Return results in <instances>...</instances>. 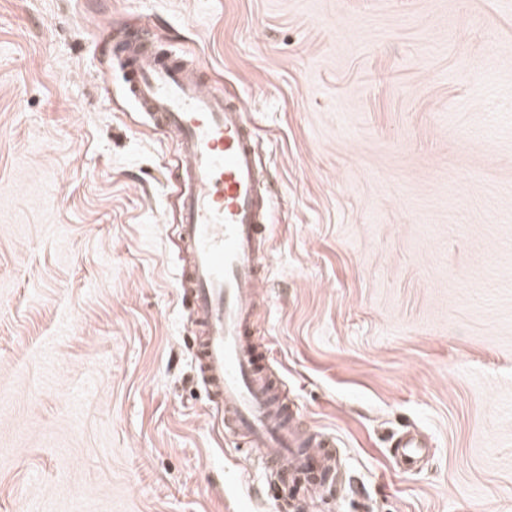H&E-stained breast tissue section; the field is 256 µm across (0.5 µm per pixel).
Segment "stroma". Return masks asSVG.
I'll return each mask as SVG.
<instances>
[{"label":"stroma","instance_id":"obj_1","mask_svg":"<svg viewBox=\"0 0 512 512\" xmlns=\"http://www.w3.org/2000/svg\"><path fill=\"white\" fill-rule=\"evenodd\" d=\"M116 27L243 101L273 194L255 333L337 439L323 496L256 499L211 420L177 151ZM0 512H512V0H0ZM391 447L397 462L407 471L415 468L423 459L426 444L419 440L417 434L408 430L397 436Z\"/></svg>","mask_w":512,"mask_h":512}]
</instances>
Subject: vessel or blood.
Here are the masks:
<instances>
[{
	"label": "vessel or blood",
	"mask_w": 512,
	"mask_h": 512,
	"mask_svg": "<svg viewBox=\"0 0 512 512\" xmlns=\"http://www.w3.org/2000/svg\"><path fill=\"white\" fill-rule=\"evenodd\" d=\"M127 97L172 135L183 189L177 234L181 288L193 315L191 350L224 427L242 433L272 474H326L334 434L306 424L288 405L282 379L254 339L257 311L270 303L267 238L271 192L240 100L229 98L195 59L113 29ZM404 469L425 455L417 434L392 444Z\"/></svg>",
	"instance_id": "vessel-or-blood-1"
}]
</instances>
